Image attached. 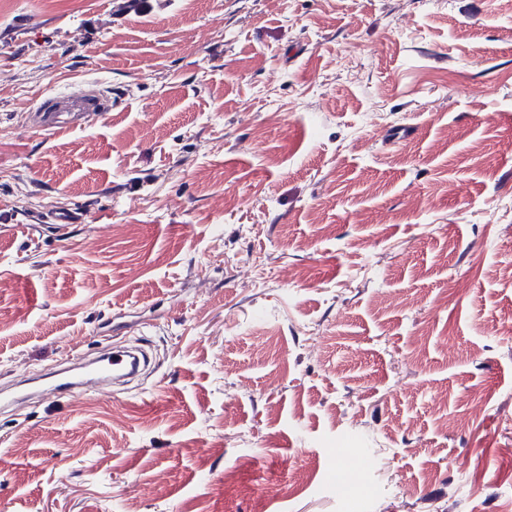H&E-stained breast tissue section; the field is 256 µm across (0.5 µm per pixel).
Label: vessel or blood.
I'll use <instances>...</instances> for the list:
<instances>
[{"label": "vessel or blood", "instance_id": "1", "mask_svg": "<svg viewBox=\"0 0 512 512\" xmlns=\"http://www.w3.org/2000/svg\"><path fill=\"white\" fill-rule=\"evenodd\" d=\"M115 104V98L108 92L98 85L88 84L67 95L43 98L33 112L27 113L25 124L34 130L76 129L85 125L88 117L113 110ZM130 358L131 353L127 350L107 352L92 359L77 356V363L85 369L83 379H73L62 369L51 377L46 390L54 395L74 397L89 387H104L130 376Z\"/></svg>", "mask_w": 512, "mask_h": 512}]
</instances>
